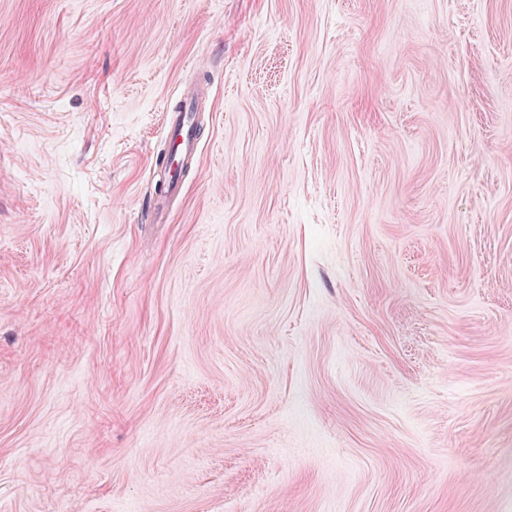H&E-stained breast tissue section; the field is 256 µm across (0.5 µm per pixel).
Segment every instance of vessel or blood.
I'll list each match as a JSON object with an SVG mask.
<instances>
[{
  "mask_svg": "<svg viewBox=\"0 0 512 512\" xmlns=\"http://www.w3.org/2000/svg\"><path fill=\"white\" fill-rule=\"evenodd\" d=\"M196 95L193 92L181 94L173 106L166 109L164 137L169 143V155L165 167V189L169 193L181 190L177 169L181 162L195 158L199 139L195 126Z\"/></svg>",
  "mask_w": 512,
  "mask_h": 512,
  "instance_id": "1",
  "label": "vessel or blood"
}]
</instances>
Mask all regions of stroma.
I'll list each match as a JSON object with an SVG mask.
<instances>
[{"label":"stroma","mask_w":512,"mask_h":512,"mask_svg":"<svg viewBox=\"0 0 512 512\" xmlns=\"http://www.w3.org/2000/svg\"><path fill=\"white\" fill-rule=\"evenodd\" d=\"M0 512H512V0H0ZM194 92L181 94L176 103L166 108V123L164 137L169 143V155L165 167V189L173 194L181 190L177 169L186 159H194L199 148V139L195 126Z\"/></svg>","instance_id":"35a3bbf8"}]
</instances>
